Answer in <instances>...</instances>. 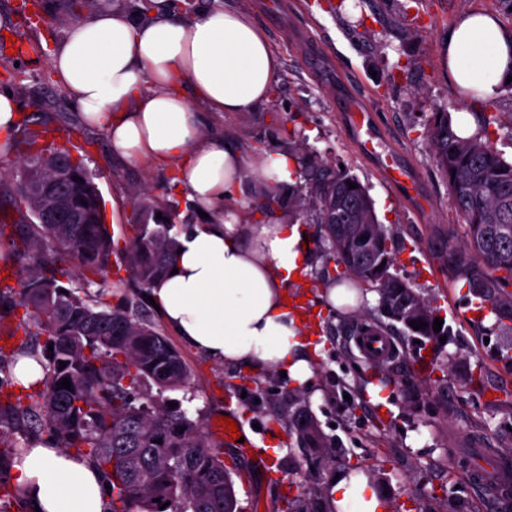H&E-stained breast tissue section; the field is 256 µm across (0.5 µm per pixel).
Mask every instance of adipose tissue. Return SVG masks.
I'll list each match as a JSON object with an SVG mask.
<instances>
[{
	"instance_id": "ef3b65f1",
	"label": "adipose tissue",
	"mask_w": 512,
	"mask_h": 512,
	"mask_svg": "<svg viewBox=\"0 0 512 512\" xmlns=\"http://www.w3.org/2000/svg\"><path fill=\"white\" fill-rule=\"evenodd\" d=\"M180 2L150 0L135 16L121 0H100L69 25L51 68L85 121L106 132L113 156L176 166L178 187L212 215L181 232L174 272L148 291L164 324L212 361L276 370L304 386L313 377L311 345L284 293L309 268L306 230L277 215L252 223L240 205L245 189L292 184L296 162L201 136L192 105L256 111L269 99L279 60L246 12L216 5L187 17ZM440 55L449 82L484 99L505 92L512 76V35L488 12L462 14ZM10 476L31 512H109L100 471L50 440L24 449ZM328 488L334 512L385 507L364 474L340 473Z\"/></svg>"
}]
</instances>
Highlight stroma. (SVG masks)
<instances>
[{
	"label": "stroma",
	"instance_id": "obj_1",
	"mask_svg": "<svg viewBox=\"0 0 512 512\" xmlns=\"http://www.w3.org/2000/svg\"><path fill=\"white\" fill-rule=\"evenodd\" d=\"M246 11L266 33L281 68L272 95L258 111L220 115L195 101L203 136L219 135L267 150L286 143L314 148L324 161L344 166L364 185L380 224L393 233L394 274L428 298L457 335L428 353L399 331H390V360L374 362L352 341L356 319L378 317L375 292L362 296L355 316L331 318L314 353L313 383L297 388L276 372L250 374L209 361L189 347L180 352L192 372L193 399L212 447L224 453L240 512H279L284 497L301 489H325L338 471L364 474L383 494L390 512H501L493 495L465 479L457 458L479 448L496 454L512 445V331H478L467 317V290L448 264L449 245L463 229L438 171L426 130L434 113L483 110L481 101L449 85L439 47L457 18L468 11L499 16L512 29V13L500 0H217ZM12 15L10 32L28 48L23 60L0 56V89L11 88L27 124L22 137L38 139L53 128L65 136L73 157L83 159L104 204L106 222L118 247L108 278L126 277L120 253L134 220L132 195L145 188L178 226L201 223L186 195L175 186L172 168L140 162L116 163L103 130L87 126L79 108L55 80L53 47L76 16L65 0H41L39 18L0 0ZM21 68L25 85L8 81ZM373 115L369 130L348 121L353 104ZM372 138L375 155H361L359 140ZM410 171L411 184H388L379 172L383 155ZM265 387L256 401L257 387ZM308 404L307 417L336 444L332 462H306L305 451L288 428L270 414L289 400ZM245 426H258L259 439L274 440L276 479L257 468L248 451L224 442L214 423L226 409Z\"/></svg>",
	"mask_w": 512,
	"mask_h": 512
}]
</instances>
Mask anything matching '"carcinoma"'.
<instances>
[{
  "label": "carcinoma",
  "mask_w": 512,
  "mask_h": 512,
  "mask_svg": "<svg viewBox=\"0 0 512 512\" xmlns=\"http://www.w3.org/2000/svg\"><path fill=\"white\" fill-rule=\"evenodd\" d=\"M479 117L478 131L462 137L451 113L436 112L427 137L464 223L461 245L448 246V263L484 317L501 328L512 323V160L489 139L488 127L500 119L484 112ZM13 149L20 153L14 170L20 207L8 247L24 277L18 289L0 278V304L24 310V337L10 353L0 350V512L13 505L24 512L10 466L44 436L87 456L102 471L110 486V512H238L222 452L210 446L201 423L181 406L167 405L163 393L186 389L191 371L138 297L175 258L172 220H156L148 191L139 193L133 234L121 250L134 288L119 278L91 295L88 289L114 252L97 185L84 162L63 148L15 140L4 154ZM288 154L296 160L288 197L263 192L256 209L283 208L297 221L320 225L326 259L373 289L377 310L409 336L425 341L454 335L445 323L434 332L438 310L390 272L393 240L379 224L366 188L310 149L290 146ZM28 182L43 183L64 199L54 223L32 222L46 200L30 193ZM351 183L357 188H349ZM69 263L79 267V280L68 277ZM412 320L427 326L415 330ZM21 355L45 359L41 384L26 387L3 372L6 362ZM66 377L69 390L58 386ZM293 433L297 444L323 449L326 461L335 458L334 443L314 424L297 422Z\"/></svg>",
  "instance_id": "1"
}]
</instances>
